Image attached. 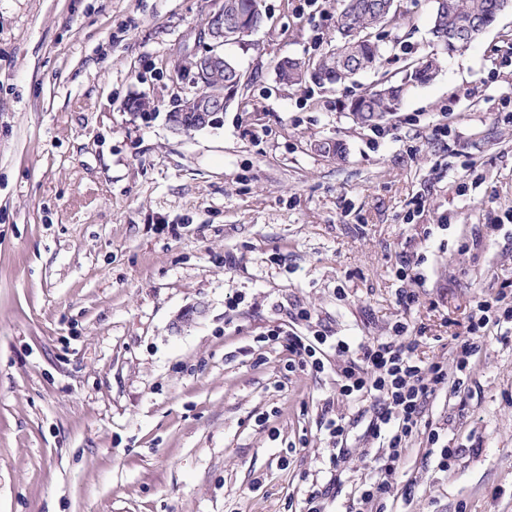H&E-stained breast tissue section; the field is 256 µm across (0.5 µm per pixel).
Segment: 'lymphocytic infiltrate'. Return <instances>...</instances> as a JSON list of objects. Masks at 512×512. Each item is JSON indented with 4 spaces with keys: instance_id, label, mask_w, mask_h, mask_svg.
<instances>
[{
    "instance_id": "f902f5d3",
    "label": "lymphocytic infiltrate",
    "mask_w": 512,
    "mask_h": 512,
    "mask_svg": "<svg viewBox=\"0 0 512 512\" xmlns=\"http://www.w3.org/2000/svg\"><path fill=\"white\" fill-rule=\"evenodd\" d=\"M512 323V294L498 291L493 297L478 300L470 316L466 336L456 340L452 363L422 361L418 348L423 330L400 324L392 336L375 342L350 346L343 339L326 336L284 334L282 327L271 329L272 341L286 340L289 353L300 359L301 367L323 372L321 347L332 344L344 356L338 394L345 399L370 397L372 416L364 431L365 438L378 442L381 452L374 459V475L364 483L356 499V512H388L391 496L390 478L404 458L410 441L426 435L430 444L440 445V433L426 421L429 402L445 389L460 390L462 372L483 348L493 332ZM439 464L450 468L456 449L440 445Z\"/></svg>"
}]
</instances>
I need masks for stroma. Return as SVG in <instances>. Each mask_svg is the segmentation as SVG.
<instances>
[{
    "label": "stroma",
    "instance_id": "35a3bbf8",
    "mask_svg": "<svg viewBox=\"0 0 512 512\" xmlns=\"http://www.w3.org/2000/svg\"><path fill=\"white\" fill-rule=\"evenodd\" d=\"M219 5L0 0V512H300L331 477L325 415L351 423L327 501L350 512L370 403L339 398L334 349L315 374L264 334L355 346L400 321L448 361L478 296L512 286V2L448 55L432 0H399L378 68L290 87L278 63L327 53L339 4L265 0L268 21L224 47L243 78L220 123L174 134ZM431 54L385 137L357 123L351 98ZM425 416L459 455L442 471L413 439L390 512H512V335Z\"/></svg>",
    "mask_w": 512,
    "mask_h": 512
}]
</instances>
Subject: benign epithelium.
Listing matches in <instances>:
<instances>
[{
  "mask_svg": "<svg viewBox=\"0 0 512 512\" xmlns=\"http://www.w3.org/2000/svg\"><path fill=\"white\" fill-rule=\"evenodd\" d=\"M204 34L210 40L209 50L192 61L195 78L201 87L194 97L198 113V129L219 124L224 110L240 84V72L224 55L227 44L224 32V8L212 13Z\"/></svg>",
  "mask_w": 512,
  "mask_h": 512,
  "instance_id": "1",
  "label": "benign epithelium"
}]
</instances>
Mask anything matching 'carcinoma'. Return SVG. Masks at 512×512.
I'll list each match as a JSON object with an SVG mask.
<instances>
[{
  "label": "carcinoma",
  "instance_id": "obj_1",
  "mask_svg": "<svg viewBox=\"0 0 512 512\" xmlns=\"http://www.w3.org/2000/svg\"><path fill=\"white\" fill-rule=\"evenodd\" d=\"M503 0H434L431 33L437 45L448 52L467 46L471 39H454L456 28L472 21L486 26L500 12ZM249 0H226L224 31L228 38H239L243 29L238 20L248 14L259 24L267 18L266 9L251 14ZM403 14L396 0H342L336 19V47L315 63L285 58L277 66L279 80L298 85L308 79L318 83L338 84L358 72L376 66L381 59L379 35L385 29L403 25ZM437 72V58L408 64L402 82L383 83L349 103V111L361 124H373L398 110L403 91L415 84L432 80Z\"/></svg>",
  "mask_w": 512,
  "mask_h": 512
}]
</instances>
